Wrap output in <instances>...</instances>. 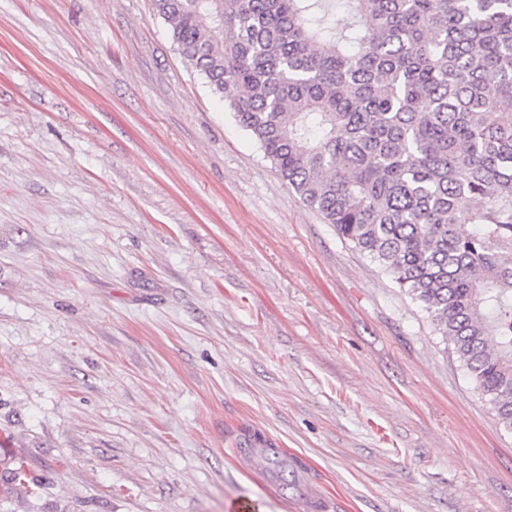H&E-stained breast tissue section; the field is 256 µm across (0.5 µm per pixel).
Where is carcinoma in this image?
Masks as SVG:
<instances>
[{
    "label": "carcinoma",
    "mask_w": 512,
    "mask_h": 512,
    "mask_svg": "<svg viewBox=\"0 0 512 512\" xmlns=\"http://www.w3.org/2000/svg\"><path fill=\"white\" fill-rule=\"evenodd\" d=\"M275 171L512 429V0H152ZM473 224L466 234L461 225Z\"/></svg>",
    "instance_id": "1"
}]
</instances>
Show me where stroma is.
Listing matches in <instances>:
<instances>
[{
    "label": "stroma",
    "instance_id": "obj_1",
    "mask_svg": "<svg viewBox=\"0 0 512 512\" xmlns=\"http://www.w3.org/2000/svg\"><path fill=\"white\" fill-rule=\"evenodd\" d=\"M284 448L276 490L239 447ZM0 512H512V431L151 0H0Z\"/></svg>",
    "mask_w": 512,
    "mask_h": 512
}]
</instances>
